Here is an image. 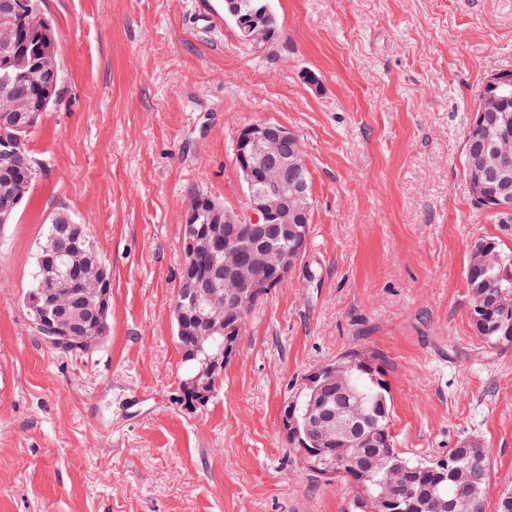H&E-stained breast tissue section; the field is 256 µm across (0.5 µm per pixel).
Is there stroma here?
Returning <instances> with one entry per match:
<instances>
[{"mask_svg": "<svg viewBox=\"0 0 512 512\" xmlns=\"http://www.w3.org/2000/svg\"><path fill=\"white\" fill-rule=\"evenodd\" d=\"M277 38L240 41L217 0H43L57 100L29 139L38 175L0 229V512H345L281 419L312 369L385 362L395 445L445 455L483 439L485 512L512 485V346L472 327L474 242L512 224L474 208L466 127L512 71V0H271ZM317 83H309L306 73ZM290 128L313 209L297 270L246 322L213 398L176 402L172 303L187 202L244 209L238 131ZM89 225L112 274L110 331L50 349L25 293L45 224Z\"/></svg>", "mask_w": 512, "mask_h": 512, "instance_id": "stroma-1", "label": "stroma"}]
</instances>
